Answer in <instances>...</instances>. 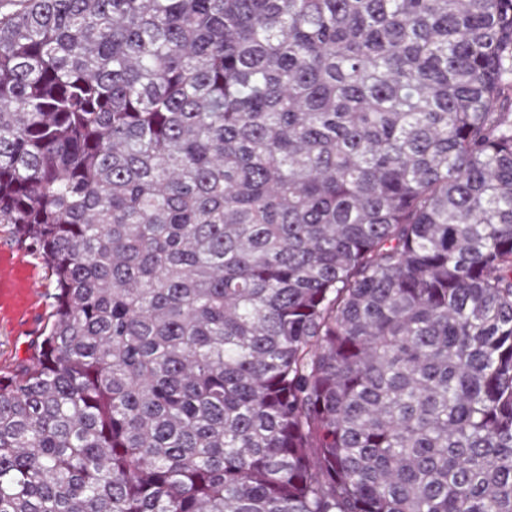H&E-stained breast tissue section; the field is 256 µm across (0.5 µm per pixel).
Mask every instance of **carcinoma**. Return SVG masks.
Returning <instances> with one entry per match:
<instances>
[{
  "label": "carcinoma",
  "instance_id": "obj_1",
  "mask_svg": "<svg viewBox=\"0 0 512 512\" xmlns=\"http://www.w3.org/2000/svg\"><path fill=\"white\" fill-rule=\"evenodd\" d=\"M0 224V512H512V0H0ZM22 262L19 258L0 255V317L10 320L25 319L32 313L40 288L29 280L24 288H14ZM47 288H41L39 309L26 323L0 322V367H15L29 354L28 346L42 330L52 299L46 295Z\"/></svg>",
  "mask_w": 512,
  "mask_h": 512
}]
</instances>
